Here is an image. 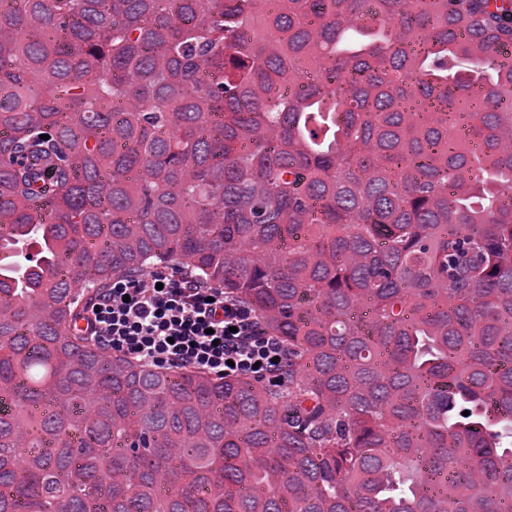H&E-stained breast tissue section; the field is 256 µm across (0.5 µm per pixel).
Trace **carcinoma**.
I'll return each instance as SVG.
<instances>
[{"instance_id":"carcinoma-1","label":"carcinoma","mask_w":512,"mask_h":512,"mask_svg":"<svg viewBox=\"0 0 512 512\" xmlns=\"http://www.w3.org/2000/svg\"><path fill=\"white\" fill-rule=\"evenodd\" d=\"M158 265L285 382L78 328ZM0 448V512H512V0H0Z\"/></svg>"}]
</instances>
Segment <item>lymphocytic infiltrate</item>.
<instances>
[{"instance_id": "f902f5d3", "label": "lymphocytic infiltrate", "mask_w": 512, "mask_h": 512, "mask_svg": "<svg viewBox=\"0 0 512 512\" xmlns=\"http://www.w3.org/2000/svg\"><path fill=\"white\" fill-rule=\"evenodd\" d=\"M86 335L105 352L158 369L279 384L284 342L223 289L173 269L114 278L84 315Z\"/></svg>"}]
</instances>
